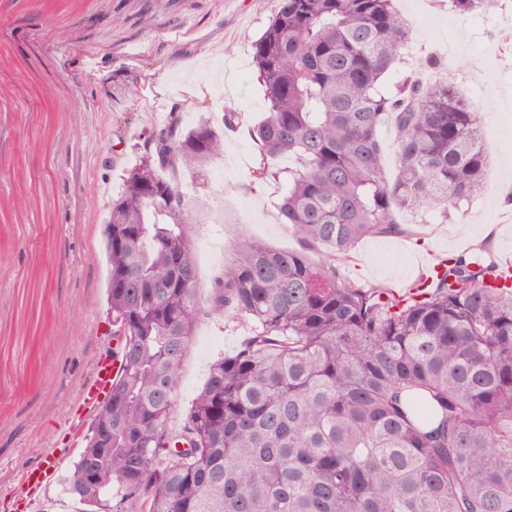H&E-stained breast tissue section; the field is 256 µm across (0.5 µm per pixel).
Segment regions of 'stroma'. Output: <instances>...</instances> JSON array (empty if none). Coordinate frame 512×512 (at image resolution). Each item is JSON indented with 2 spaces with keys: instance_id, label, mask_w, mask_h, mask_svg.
Returning a JSON list of instances; mask_svg holds the SVG:
<instances>
[{
  "instance_id": "stroma-1",
  "label": "stroma",
  "mask_w": 512,
  "mask_h": 512,
  "mask_svg": "<svg viewBox=\"0 0 512 512\" xmlns=\"http://www.w3.org/2000/svg\"><path fill=\"white\" fill-rule=\"evenodd\" d=\"M278 0H0V512H28L17 493L26 470L62 449L41 512H75L64 491L74 458L66 421L97 358L114 346L107 312L104 224L138 161L142 135L177 116L183 129L242 123L224 154L182 185L196 252L198 297L232 260L240 237L299 249L276 205L281 183L258 178L251 133L267 105L252 44ZM411 30L409 62L437 56L441 75L478 112L489 169L483 193L448 217L398 210L393 236L360 240L343 278L405 294L418 257L484 247L512 258V0L461 16L448 0H397ZM137 76L138 98L115 100L113 77ZM496 225L497 239L474 230ZM247 322L201 317L184 359L171 428L211 364L249 335Z\"/></svg>"
}]
</instances>
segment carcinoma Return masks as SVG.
Here are the masks:
<instances>
[{
	"label": "carcinoma",
	"instance_id": "obj_1",
	"mask_svg": "<svg viewBox=\"0 0 512 512\" xmlns=\"http://www.w3.org/2000/svg\"><path fill=\"white\" fill-rule=\"evenodd\" d=\"M496 5L448 0L459 15ZM409 42L395 0H279L253 43L261 175H287L278 211L302 250L233 244L207 312L252 333L213 362L176 432L202 306L184 193L165 173L202 168L224 133L172 118L147 134L104 230L122 370L66 476L90 512H512V270L456 255L402 297L339 273L358 241L400 231L395 209L446 218L483 188L477 112L458 87L414 70L381 90ZM116 92L137 97V77ZM394 136V124L390 119H388L378 130V137L386 148L384 171L387 177H392L395 173V157L393 151Z\"/></svg>",
	"mask_w": 512,
	"mask_h": 512
}]
</instances>
